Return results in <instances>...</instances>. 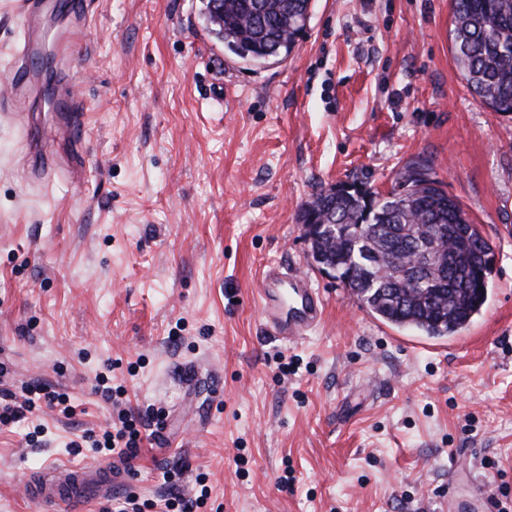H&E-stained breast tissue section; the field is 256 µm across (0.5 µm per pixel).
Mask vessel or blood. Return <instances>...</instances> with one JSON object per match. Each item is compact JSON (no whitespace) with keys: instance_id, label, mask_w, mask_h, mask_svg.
Instances as JSON below:
<instances>
[{"instance_id":"b4317fda","label":"vessel or blood","mask_w":512,"mask_h":512,"mask_svg":"<svg viewBox=\"0 0 512 512\" xmlns=\"http://www.w3.org/2000/svg\"><path fill=\"white\" fill-rule=\"evenodd\" d=\"M97 0H58V12L83 24L94 11ZM16 13L26 25V38L14 62V73L6 92L0 93V112L12 113L15 103L27 100L34 84L42 82L45 57H52L59 75L58 84L44 101L55 123L47 134L34 133L27 138L30 173L34 177L49 176L59 166L60 154L47 146L48 139L63 141L71 147L68 158L76 173H83L82 156L77 147L86 129V114L81 103L71 97L65 85L74 75L76 45L71 30H61L53 50L45 48V16L43 0H17ZM254 300L260 307L268 328L278 339L294 343L317 330L323 320L325 301L307 276L279 265L262 271ZM125 469L104 465H63L28 476L26 497L47 512H79L87 490H95L100 498L115 495L127 486Z\"/></svg>"}]
</instances>
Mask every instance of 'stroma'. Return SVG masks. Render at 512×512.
Instances as JSON below:
<instances>
[{
  "instance_id": "obj_1",
  "label": "stroma",
  "mask_w": 512,
  "mask_h": 512,
  "mask_svg": "<svg viewBox=\"0 0 512 512\" xmlns=\"http://www.w3.org/2000/svg\"><path fill=\"white\" fill-rule=\"evenodd\" d=\"M202 8L100 0L73 87L81 179L29 180L0 118V390L39 381L74 408L0 425V512H42L30 473L100 463L79 441L116 413L94 391L104 371L125 407L167 415L133 462L143 512L177 464L185 496L210 489L199 512H475L484 479L512 487V114L468 92L450 0H312L267 65L225 51ZM417 157L496 254L481 313L449 340L360 308L299 222L320 189L385 193ZM270 262L326 302L295 344L252 300Z\"/></svg>"
}]
</instances>
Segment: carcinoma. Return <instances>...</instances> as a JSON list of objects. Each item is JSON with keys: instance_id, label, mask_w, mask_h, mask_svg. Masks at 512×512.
<instances>
[{"instance_id": "1", "label": "carcinoma", "mask_w": 512, "mask_h": 512, "mask_svg": "<svg viewBox=\"0 0 512 512\" xmlns=\"http://www.w3.org/2000/svg\"><path fill=\"white\" fill-rule=\"evenodd\" d=\"M310 0H205L204 19L243 61L285 59L304 29ZM454 62L470 92L494 112L512 113V0H451ZM302 224L362 225L361 232L309 245L336 265V280L381 321L428 338L456 335L480 314L494 263L489 242L428 161L414 159L381 194L354 185L321 189ZM420 240L437 261L416 267Z\"/></svg>"}]
</instances>
